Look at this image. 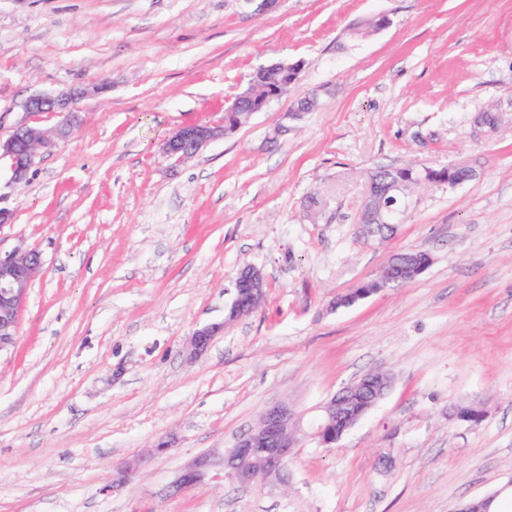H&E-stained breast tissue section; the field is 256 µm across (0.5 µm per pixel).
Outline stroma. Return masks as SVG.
Masks as SVG:
<instances>
[{
	"label": "stroma",
	"instance_id": "35a3bbf8",
	"mask_svg": "<svg viewBox=\"0 0 512 512\" xmlns=\"http://www.w3.org/2000/svg\"><path fill=\"white\" fill-rule=\"evenodd\" d=\"M282 61L302 64L288 95L188 160L162 152ZM92 82L109 92L0 203V250L44 259L0 354V512H455L492 493L512 512V0H0V137L57 123L29 97ZM491 105L505 122L474 130ZM410 163L477 175L414 187L394 233L363 240L369 172ZM406 250L424 274L332 309ZM247 265L261 307L189 357ZM372 371L393 385L335 447L307 436L264 485L162 497L269 405L308 426ZM470 404L480 424L452 418Z\"/></svg>",
	"mask_w": 512,
	"mask_h": 512
}]
</instances>
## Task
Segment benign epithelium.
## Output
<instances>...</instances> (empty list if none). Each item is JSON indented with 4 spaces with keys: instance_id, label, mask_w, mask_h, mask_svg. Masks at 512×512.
Returning a JSON list of instances; mask_svg holds the SVG:
<instances>
[{
    "instance_id": "benign-epithelium-1",
    "label": "benign epithelium",
    "mask_w": 512,
    "mask_h": 512,
    "mask_svg": "<svg viewBox=\"0 0 512 512\" xmlns=\"http://www.w3.org/2000/svg\"><path fill=\"white\" fill-rule=\"evenodd\" d=\"M107 91L104 84H92L59 95L40 94L30 98V112H56L60 116L52 129L20 125L22 138L11 134L0 139V165L9 171V184L18 187L29 182L37 159L66 139L79 125L81 118L75 108L76 101ZM283 97L278 92L263 100L250 96L234 98L227 108L229 112H246L253 115L264 111L272 101ZM503 119L496 110H485L476 115L474 123L481 129L493 132ZM225 123H187L174 129L162 143V152L169 158L182 162L200 152L210 142L226 137ZM476 176L469 165L451 164L442 170L426 169L417 176L397 173L392 180L373 183L362 211L367 223L359 225L364 238L384 236L395 229L392 217L396 213L397 200L406 197L410 189L419 183L427 185H458ZM40 252L21 243L9 252H0V353L14 348L18 334V317L32 283L42 272ZM266 280L262 271L254 266L241 268L235 277V294L227 308L224 322L206 324L196 328L189 338L188 350L193 357L202 355L213 339L224 331L227 324L255 312L264 298ZM391 376L370 377L365 383L346 386L334 394L322 406V415L313 432L319 444L329 447L356 425L392 387ZM301 442V429L296 414L286 403L268 407L257 423L237 438L231 448L223 449V478H232L244 484L265 483L277 477L287 466L294 449ZM139 465L134 459L117 472L112 483L104 486L105 492H118L128 484L130 476ZM213 466L210 455L198 457L185 468L173 483L177 491H187L205 479Z\"/></svg>"
}]
</instances>
